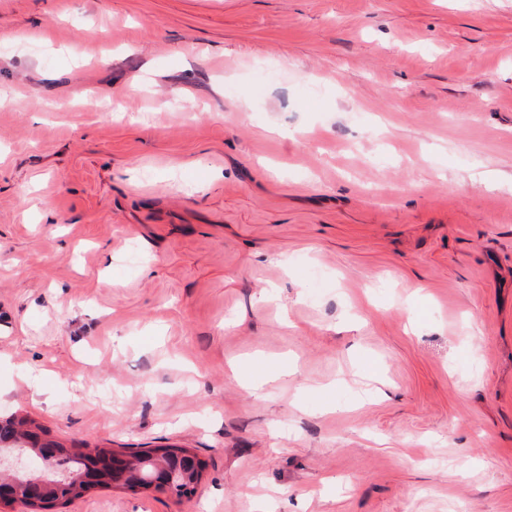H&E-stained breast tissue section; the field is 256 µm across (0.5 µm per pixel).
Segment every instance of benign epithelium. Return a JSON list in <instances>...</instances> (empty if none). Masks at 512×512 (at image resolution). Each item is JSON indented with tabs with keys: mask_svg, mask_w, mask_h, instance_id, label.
<instances>
[{
	"mask_svg": "<svg viewBox=\"0 0 512 512\" xmlns=\"http://www.w3.org/2000/svg\"><path fill=\"white\" fill-rule=\"evenodd\" d=\"M33 452L40 459L50 461L67 449L41 434ZM83 452L98 458L99 464L74 474L67 484L45 477L22 480L14 455L0 452V506L17 503L26 506L28 512H39L50 499L69 501L101 485L136 494L182 481L195 486L203 474L201 460L188 449L175 457L164 451H155L148 457L114 449L85 448Z\"/></svg>",
	"mask_w": 512,
	"mask_h": 512,
	"instance_id": "7a95c632",
	"label": "benign epithelium"
}]
</instances>
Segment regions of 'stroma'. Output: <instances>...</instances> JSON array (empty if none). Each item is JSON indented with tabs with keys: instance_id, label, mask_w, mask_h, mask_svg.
<instances>
[{
	"instance_id": "obj_1",
	"label": "stroma",
	"mask_w": 512,
	"mask_h": 512,
	"mask_svg": "<svg viewBox=\"0 0 512 512\" xmlns=\"http://www.w3.org/2000/svg\"><path fill=\"white\" fill-rule=\"evenodd\" d=\"M13 413L205 464L48 512H512V0H0Z\"/></svg>"
}]
</instances>
